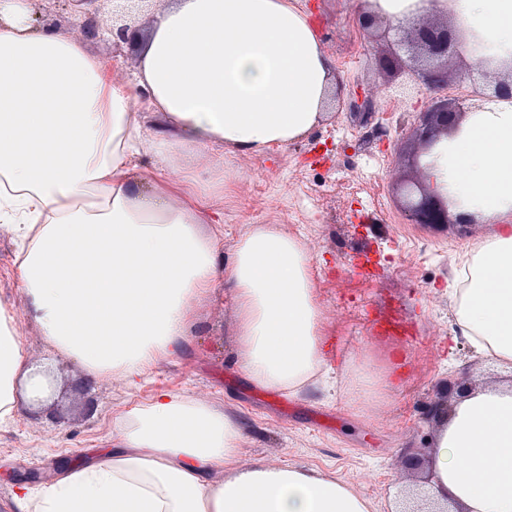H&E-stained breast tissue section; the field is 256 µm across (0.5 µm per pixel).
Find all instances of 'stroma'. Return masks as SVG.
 Segmentation results:
<instances>
[{
	"label": "stroma",
	"instance_id": "35a3bbf8",
	"mask_svg": "<svg viewBox=\"0 0 512 512\" xmlns=\"http://www.w3.org/2000/svg\"><path fill=\"white\" fill-rule=\"evenodd\" d=\"M321 38L342 85V108L326 107L321 125L306 138L266 155L224 159L235 181L215 205L224 213L220 247L232 259L238 236L250 224H275L313 248L312 282L320 307L323 368L345 374L355 354L349 334L373 343L369 325L350 301L362 296L372 316L397 309L416 341L386 346L392 392L388 414L355 411L344 393L316 383L288 395L280 409L275 392L253 385L240 370L234 291L218 283L193 306L182 351L157 356L136 385L104 377L79 393L82 369L55 353L27 314L16 276L15 246L0 236V306L14 323L31 361L55 370V404L20 407L0 430V512H14L19 485L50 483L60 463L90 458L108 447L116 422L145 406L160 390L212 405L239 421L238 461L301 465L336 476L368 498L374 512H393L411 485L408 457L431 458L440 413L447 411L448 379L465 378L475 388L502 381L501 368L482 359L456 334L450 289L465 242L495 232L492 224L433 227L404 217L396 185L408 172L411 130L420 118L409 72L386 71L382 60L392 40L369 39L359 26L358 0H295ZM369 96L375 112L400 107L393 122L378 123L352 111L355 93ZM365 182L346 190L351 169ZM350 214L353 225L337 223Z\"/></svg>",
	"mask_w": 512,
	"mask_h": 512
}]
</instances>
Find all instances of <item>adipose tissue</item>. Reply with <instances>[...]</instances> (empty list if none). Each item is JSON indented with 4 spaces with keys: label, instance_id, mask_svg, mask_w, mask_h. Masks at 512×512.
<instances>
[{
    "label": "adipose tissue",
    "instance_id": "adipose-tissue-1",
    "mask_svg": "<svg viewBox=\"0 0 512 512\" xmlns=\"http://www.w3.org/2000/svg\"><path fill=\"white\" fill-rule=\"evenodd\" d=\"M391 23L441 13L512 66V0H369ZM129 79L110 77L82 41L0 0V236L18 247L26 310L87 383L128 384L157 353L183 348L191 302L234 288L242 369L255 385L304 390L322 368L318 307L303 242L251 224L223 262L213 207L232 184L196 165L211 152L264 154L324 117L336 76L294 0H164L137 33ZM149 179L136 177L143 155ZM430 176L500 233L463 252L472 281L457 332L512 368V101L467 113ZM358 406L389 377L360 366L343 381ZM46 382L0 307V426ZM241 427L167 391L116 430L111 451L69 462L50 485L20 486L16 512H372L346 481L302 466L237 463ZM431 501L450 512H512V383L457 398L435 436Z\"/></svg>",
    "mask_w": 512,
    "mask_h": 512
}]
</instances>
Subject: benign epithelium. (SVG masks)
Instances as JSON below:
<instances>
[{
  "instance_id": "benign-epithelium-1",
  "label": "benign epithelium",
  "mask_w": 512,
  "mask_h": 512,
  "mask_svg": "<svg viewBox=\"0 0 512 512\" xmlns=\"http://www.w3.org/2000/svg\"><path fill=\"white\" fill-rule=\"evenodd\" d=\"M96 7L84 13L79 30L89 38L105 33L119 43L128 41L127 27L103 29L100 17L107 13L106 5L117 0H92ZM360 27L367 33L382 27L400 35L396 42L409 60L417 68L422 84L435 94L422 113L418 123L412 128V137L417 144L413 157V166L417 176L402 185L406 199L405 216L412 224H474L476 220L455 213L461 202L454 199L448 190L430 182L426 170L432 168L440 155L441 146L448 137L458 134L467 112L476 102H484L494 96L512 97V69L505 76L493 77L492 92L487 93L476 82L458 83L462 92L448 96L453 86L450 74L451 63L462 57L485 56L477 38L466 39L464 34L448 22V18L432 20L426 14L420 15L404 24L392 25L373 12L365 11L359 16Z\"/></svg>"
}]
</instances>
